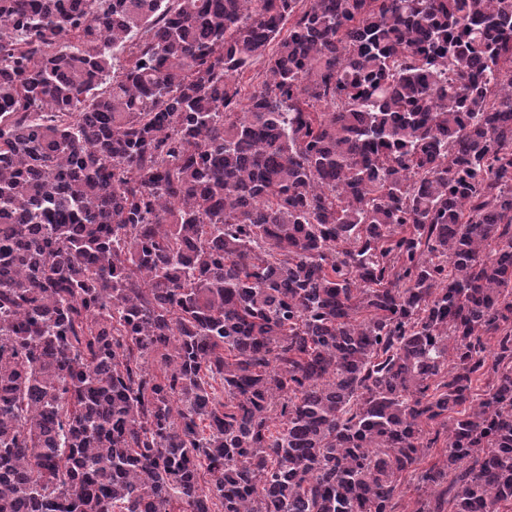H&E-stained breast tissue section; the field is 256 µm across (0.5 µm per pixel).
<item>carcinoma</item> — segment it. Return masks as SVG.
Returning a JSON list of instances; mask_svg holds the SVG:
<instances>
[{"mask_svg":"<svg viewBox=\"0 0 512 512\" xmlns=\"http://www.w3.org/2000/svg\"><path fill=\"white\" fill-rule=\"evenodd\" d=\"M0 217V512L512 508V0H0Z\"/></svg>","mask_w":512,"mask_h":512,"instance_id":"1","label":"carcinoma"}]
</instances>
